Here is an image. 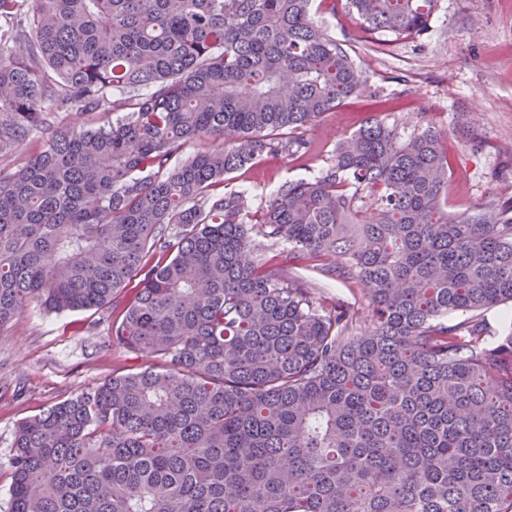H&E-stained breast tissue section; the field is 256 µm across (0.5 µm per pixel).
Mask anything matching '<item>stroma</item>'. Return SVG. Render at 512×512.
<instances>
[{
  "label": "stroma",
  "mask_w": 512,
  "mask_h": 512,
  "mask_svg": "<svg viewBox=\"0 0 512 512\" xmlns=\"http://www.w3.org/2000/svg\"><path fill=\"white\" fill-rule=\"evenodd\" d=\"M313 9L365 72L369 94L325 113L310 152L259 157L226 175L225 191L245 193L261 210L284 182L330 167L337 142L374 116L403 140L428 127L445 132L450 213L512 200V0H438L425 34L383 41L345 0H318ZM274 270L306 280L326 307L368 304L358 284L324 278L314 261ZM115 317L108 308L57 314L34 304L0 332V512L10 510L18 423L138 365L112 334Z\"/></svg>",
  "instance_id": "stroma-1"
}]
</instances>
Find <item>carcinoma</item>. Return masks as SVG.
<instances>
[{"label": "carcinoma", "instance_id": "cac0c4a2", "mask_svg": "<svg viewBox=\"0 0 512 512\" xmlns=\"http://www.w3.org/2000/svg\"><path fill=\"white\" fill-rule=\"evenodd\" d=\"M347 2L398 38L437 0ZM9 47L0 157L39 151L0 168V332L130 286L112 335L145 359L18 424L10 512H512V331L480 319L512 205L449 215L441 136L377 119L255 223L220 191L366 88L313 0H0ZM281 242L368 309L278 276Z\"/></svg>", "mask_w": 512, "mask_h": 512}]
</instances>
